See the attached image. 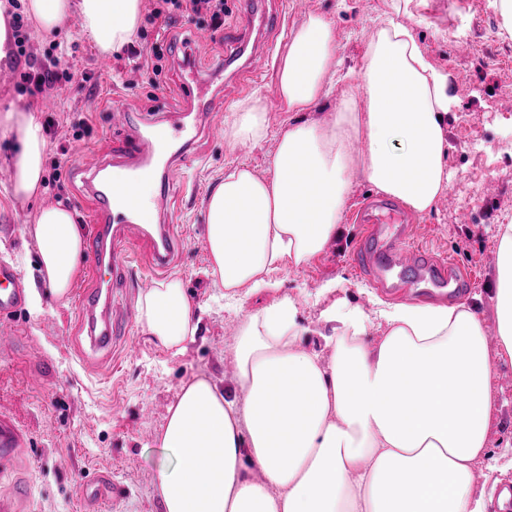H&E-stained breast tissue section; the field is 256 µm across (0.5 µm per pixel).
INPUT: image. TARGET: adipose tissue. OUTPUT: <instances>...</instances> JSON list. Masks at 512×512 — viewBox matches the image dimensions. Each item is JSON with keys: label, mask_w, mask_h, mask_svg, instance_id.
<instances>
[{"label": "adipose tissue", "mask_w": 512, "mask_h": 512, "mask_svg": "<svg viewBox=\"0 0 512 512\" xmlns=\"http://www.w3.org/2000/svg\"><path fill=\"white\" fill-rule=\"evenodd\" d=\"M27 9L48 36L78 13L107 54L135 33L141 0H27ZM339 50L334 25L308 16L276 73L290 118L275 134L269 175L238 165L208 196V273L227 297L272 287V272L335 242L352 168L420 214L448 187V78L403 23L389 21L367 46L364 111L349 103L327 120H300L332 94ZM0 132L16 143L12 196H39L46 140L36 113L1 112ZM268 133L258 97L224 120L237 147ZM35 237L41 272L65 297L84 253L71 213L41 208ZM491 302L499 354L512 359V224L496 228ZM321 319L332 326L328 360L301 348L310 329L284 296L241 322L233 359L244 401L205 376L182 387L156 436L175 455L153 472L161 512H486L475 470L490 454L497 402L481 318L464 303L391 305L378 312L385 329L373 344L377 319L360 307L337 300ZM138 324L156 345L185 351L198 320L179 279L140 297Z\"/></svg>", "instance_id": "obj_1"}]
</instances>
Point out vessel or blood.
<instances>
[{"mask_svg": "<svg viewBox=\"0 0 512 512\" xmlns=\"http://www.w3.org/2000/svg\"><path fill=\"white\" fill-rule=\"evenodd\" d=\"M240 21L226 33L227 42L246 53L244 63L227 56L232 78L251 88L265 61L258 52H247L252 32L279 28L276 16L267 10L266 0H240ZM221 86L205 70L182 67L175 80V105L159 113L128 111L113 102L110 127L121 134L120 143L81 161V173L94 209L86 235L91 284L78 294V317L91 352L111 353L126 336L128 320L116 317L112 300L116 290L129 287L133 266H140L151 278L167 275L173 258L183 244L174 225L166 218L172 205L169 178L159 172L167 167L194 168L200 157L196 142L214 129L215 110ZM158 185L151 201L135 193L142 182ZM362 231L352 261L375 288L395 294L414 292L416 297L455 298L470 287V274L454 259L412 246V226L401 205L389 198L365 199L353 216ZM27 291L13 261L0 256V317L21 312ZM28 441L13 418L0 412V472L9 471Z\"/></svg>", "mask_w": 512, "mask_h": 512, "instance_id": "obj_1", "label": "vessel or blood"}]
</instances>
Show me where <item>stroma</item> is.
<instances>
[{
  "label": "stroma",
  "instance_id": "stroma-1",
  "mask_svg": "<svg viewBox=\"0 0 512 512\" xmlns=\"http://www.w3.org/2000/svg\"><path fill=\"white\" fill-rule=\"evenodd\" d=\"M160 0H142V19L130 39L103 56L81 24L65 21L51 36L44 35L32 16L24 23L29 39L24 56L0 61V70L14 79L0 84V112L34 110L35 100L22 75L31 59H42L49 45L66 47V64L87 72L90 83L74 87L70 97L58 100L41 120H55L46 137L43 191L35 199H6L0 186V253L15 263L27 287L24 311L0 319V407L27 432L30 448L17 468L0 476V493L17 480H25L30 493L22 512H160L152 486L153 469L167 454L155 443L165 424L167 408L183 384L207 375L222 386H232L236 374L232 349L241 320L283 296L296 299L303 325L311 328L303 344L323 350L316 336L320 315L336 299L360 306L376 316L385 296L373 288L353 264L350 253L360 225L344 220L336 243L298 268L272 273L277 289L263 290L224 305L207 274L205 237L206 198L226 171L246 163L265 173L275 150V131L288 119L276 86V70L268 68L249 94L239 93L232 82L224 84V105L232 107L251 95L265 103L272 135L260 144L242 149L230 144L223 129H216L198 145L203 166L192 179L194 190L187 205L174 218L183 250L172 272L180 279L197 308L199 329L184 354L171 355L143 336L131 323L122 342L124 353L112 362L91 358L82 364L80 332L73 297L56 298L39 272V252L34 228L37 211L45 200L58 199L74 215L80 229L89 226L91 198L76 168L87 152L102 149L112 138L106 97L119 99L134 112H150L162 104L160 88L170 85L176 65L166 60L161 76L152 73V48L156 40L188 43L196 26L176 20L167 28L152 24L148 16ZM394 0H301L288 10L286 30L278 34L276 56H283L290 34L309 15L320 14L337 28L340 69L350 88H357L368 41L387 19L400 17L410 26L429 60L448 76L455 103L448 114L447 191L430 214L415 215L417 245L436 255H447L469 267L474 280L461 301L482 319L493 365L491 391L498 401L488 431L490 456L504 466L500 482H512V361L500 358L490 295L494 287L496 253L493 236L499 224H512V149L505 135L512 132V38L501 35L491 0H422L402 16ZM471 43L487 42L495 55L481 58L470 45L456 43L459 32ZM84 127H77V120ZM60 181H53L54 170ZM496 195H488V183ZM105 473L121 493L108 498L102 509L84 500L85 484Z\"/></svg>",
  "mask_w": 512,
  "mask_h": 512
}]
</instances>
